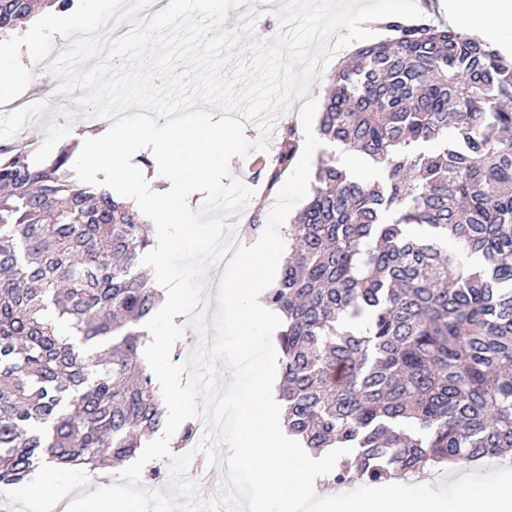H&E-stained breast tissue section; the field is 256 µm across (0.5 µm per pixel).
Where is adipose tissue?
I'll use <instances>...</instances> for the list:
<instances>
[{
  "label": "adipose tissue",
  "instance_id": "1",
  "mask_svg": "<svg viewBox=\"0 0 512 512\" xmlns=\"http://www.w3.org/2000/svg\"><path fill=\"white\" fill-rule=\"evenodd\" d=\"M450 9L456 15L466 34H493L492 21L497 16H512V0H450ZM97 12L82 7L67 14L46 9L35 14L27 24V31L0 42V68L14 78L30 77L40 64L41 44L36 35L45 32L67 38L89 28L97 19Z\"/></svg>",
  "mask_w": 512,
  "mask_h": 512
}]
</instances>
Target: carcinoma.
<instances>
[{
	"mask_svg": "<svg viewBox=\"0 0 512 512\" xmlns=\"http://www.w3.org/2000/svg\"><path fill=\"white\" fill-rule=\"evenodd\" d=\"M0 0V41L35 2ZM330 79L318 156L266 301L284 318L279 398L333 482L512 458V58L459 27L387 18ZM299 133L255 165L273 189ZM73 148L44 164L0 149V483L36 464L107 471L163 433L141 357L161 296L141 269L151 224L80 185ZM479 257L464 265L455 246Z\"/></svg>",
	"mask_w": 512,
	"mask_h": 512,
	"instance_id": "obj_1",
	"label": "carcinoma"
}]
</instances>
